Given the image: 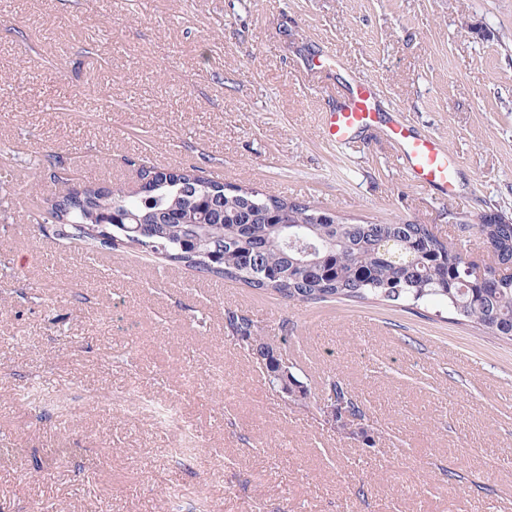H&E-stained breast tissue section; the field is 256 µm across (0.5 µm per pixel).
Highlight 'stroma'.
Masks as SVG:
<instances>
[{"instance_id":"stroma-1","label":"stroma","mask_w":512,"mask_h":512,"mask_svg":"<svg viewBox=\"0 0 512 512\" xmlns=\"http://www.w3.org/2000/svg\"><path fill=\"white\" fill-rule=\"evenodd\" d=\"M356 79L461 158L456 195L382 138L324 139ZM55 159L125 190L138 164L198 165L485 258L459 227L512 218V0H0V448L22 451L0 512H165L173 484L211 512H512V344L433 309L289 305L156 254L87 255L46 219ZM229 310L288 334L312 394L343 381L375 447L272 391ZM33 381L44 399L14 400ZM61 391L71 411L50 409ZM52 448L72 454L51 467Z\"/></svg>"}]
</instances>
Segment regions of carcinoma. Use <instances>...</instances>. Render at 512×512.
Wrapping results in <instances>:
<instances>
[{"instance_id":"carcinoma-1","label":"carcinoma","mask_w":512,"mask_h":512,"mask_svg":"<svg viewBox=\"0 0 512 512\" xmlns=\"http://www.w3.org/2000/svg\"><path fill=\"white\" fill-rule=\"evenodd\" d=\"M141 175L145 183L135 196L88 182L80 192L56 199L50 215L58 235L83 242L91 252L127 248L158 254L205 277L236 281L293 304L370 301L406 309L440 304L456 323L512 342V220L499 213L460 225L461 232L479 236L490 249L492 261L475 266L426 224L352 223L334 214L315 224L318 207L309 202L242 186L229 189L196 166L161 178L155 167L145 165ZM106 213H130L143 231L100 223ZM283 224L319 245L315 262L303 263L284 244ZM225 327L246 345L261 334L256 320L236 311L225 315ZM266 348L269 388L286 386L294 394L291 402L316 407L319 397L300 380L297 365L284 366L283 348L269 339ZM323 392L346 399L366 420L363 405L340 381L326 380Z\"/></svg>"}]
</instances>
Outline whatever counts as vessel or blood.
Segmentation results:
<instances>
[{"label": "vessel or blood", "instance_id": "b4317fda", "mask_svg": "<svg viewBox=\"0 0 512 512\" xmlns=\"http://www.w3.org/2000/svg\"><path fill=\"white\" fill-rule=\"evenodd\" d=\"M365 132L384 137L419 185L446 195L455 194L458 157L434 136L420 133L404 120L384 115L379 110L375 88L356 82L336 107L325 113L323 134L328 141L342 144Z\"/></svg>", "mask_w": 512, "mask_h": 512}]
</instances>
